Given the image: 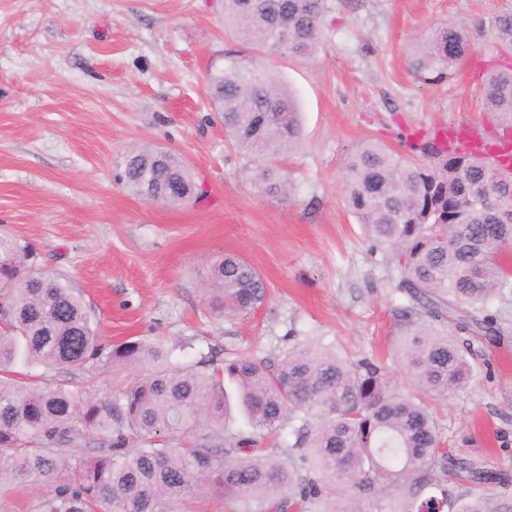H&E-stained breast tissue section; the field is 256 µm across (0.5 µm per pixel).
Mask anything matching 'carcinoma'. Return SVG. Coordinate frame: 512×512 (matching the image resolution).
<instances>
[{
	"label": "carcinoma",
	"mask_w": 512,
	"mask_h": 512,
	"mask_svg": "<svg viewBox=\"0 0 512 512\" xmlns=\"http://www.w3.org/2000/svg\"><path fill=\"white\" fill-rule=\"evenodd\" d=\"M326 10L325 0H224L232 45L224 67L209 74L208 94L237 151L272 158L300 143L296 99L266 56L312 58ZM478 32L493 55L479 80L484 109L497 118L491 137L512 136V10L490 13ZM473 49L472 32L443 23L413 47L408 65L422 82L441 84ZM408 149L413 156L397 158L359 145L345 164L343 199L372 249L400 272L410 377L446 398L477 373L473 343L500 335L490 302L512 288L501 257L512 219L487 202L485 189L512 192V165L434 137ZM157 154L139 146L123 156L118 178L132 195L169 206L206 196L183 160ZM261 176L267 191H288L273 168ZM37 266L29 245L0 235V486L50 483L37 512H175L203 481L228 502L253 504L252 512H364L366 503L376 512H512L488 494L507 476L448 456L424 399L392 387L380 362L353 358L321 336L298 339L278 357L241 355L216 367L175 361L164 344L130 338L108 359L150 371L108 399L29 385L15 377L19 362L73 369L103 353L81 297L58 278L37 276ZM211 286L231 315L266 296L264 279L239 255L213 267ZM229 386L248 431L226 429ZM270 435L281 447H263ZM450 476L471 485L469 501L448 489Z\"/></svg>",
	"instance_id": "1"
}]
</instances>
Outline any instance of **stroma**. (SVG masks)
<instances>
[{
	"instance_id": "obj_1",
	"label": "stroma",
	"mask_w": 512,
	"mask_h": 512,
	"mask_svg": "<svg viewBox=\"0 0 512 512\" xmlns=\"http://www.w3.org/2000/svg\"><path fill=\"white\" fill-rule=\"evenodd\" d=\"M312 60L273 58L300 108L302 141L280 158L287 194L265 192L267 159L238 153L207 98L229 38L224 0H0V234L30 244L42 270L78 291L103 346L138 337L187 345L186 360L286 352L294 336H324L380 361L410 385L400 274L371 250L341 191L350 152L365 140L399 156L403 134L495 123L477 73L483 43L452 80L420 83L411 44L444 22L474 28L512 0H327ZM184 158L208 191L180 207L132 196L116 177L131 146ZM263 275L249 313L216 308L211 270L224 255ZM488 362L467 391L431 407L450 456L507 474L512 499V294ZM41 388L104 399L142 369L99 360L31 371Z\"/></svg>"
}]
</instances>
